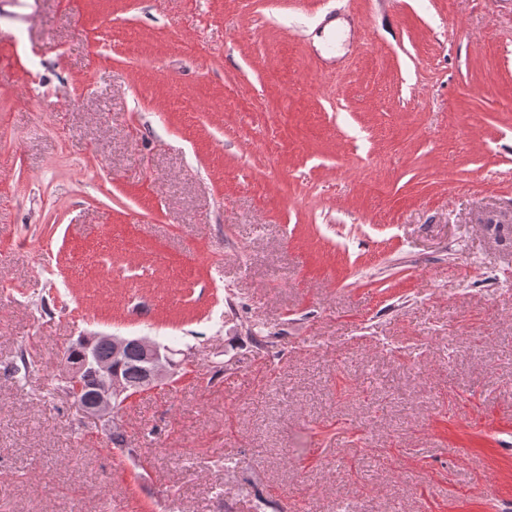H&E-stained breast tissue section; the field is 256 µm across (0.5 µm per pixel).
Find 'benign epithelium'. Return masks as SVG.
<instances>
[{"label": "benign epithelium", "instance_id": "obj_1", "mask_svg": "<svg viewBox=\"0 0 512 512\" xmlns=\"http://www.w3.org/2000/svg\"><path fill=\"white\" fill-rule=\"evenodd\" d=\"M104 341L111 346L112 356L107 361L98 360L94 354H87L95 370L104 378V385L97 394L84 397L82 374L85 365L63 364L60 378L69 386V396L74 399L81 413L88 419L103 425L106 439L120 426L119 415L125 403L146 391L166 385L174 379L182 368V361L174 359V354L161 350L148 337H127L117 335L93 336L90 341ZM133 346L140 348L144 354L146 380L138 388H131L113 373L112 365L124 361L125 355Z\"/></svg>", "mask_w": 512, "mask_h": 512}]
</instances>
